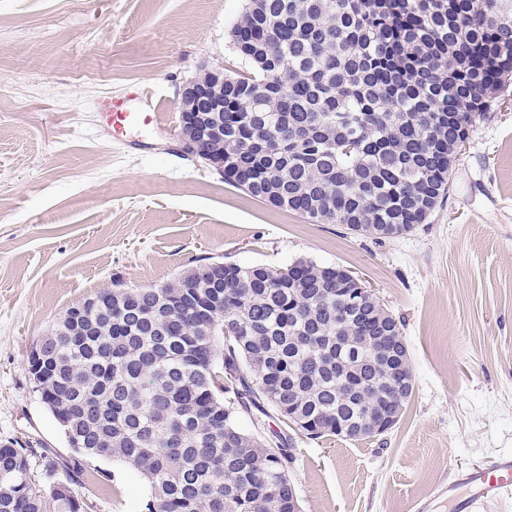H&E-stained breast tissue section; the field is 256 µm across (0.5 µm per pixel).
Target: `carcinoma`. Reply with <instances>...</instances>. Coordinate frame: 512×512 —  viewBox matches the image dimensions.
Returning a JSON list of instances; mask_svg holds the SVG:
<instances>
[{"label": "carcinoma", "instance_id": "1", "mask_svg": "<svg viewBox=\"0 0 512 512\" xmlns=\"http://www.w3.org/2000/svg\"><path fill=\"white\" fill-rule=\"evenodd\" d=\"M250 67L224 80V182L311 224L378 240L409 234L448 195L459 143L512 82V0H247L229 32ZM226 264L159 288L112 283L77 335L43 340L56 413L83 452L44 457L77 489L88 456L148 482L144 512H290V438L245 432L274 413L310 437L359 440L397 425L414 388L409 351L377 298L340 265ZM0 440V512H86Z\"/></svg>", "mask_w": 512, "mask_h": 512}]
</instances>
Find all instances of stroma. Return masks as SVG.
Returning a JSON list of instances; mask_svg holds the SVG:
<instances>
[{"mask_svg": "<svg viewBox=\"0 0 512 512\" xmlns=\"http://www.w3.org/2000/svg\"><path fill=\"white\" fill-rule=\"evenodd\" d=\"M246 0H0V438L65 459L27 373L38 339L113 281L158 287L211 261L356 272L396 319L414 390L362 441L292 432L301 512H450L460 470L512 454V85L478 121L447 197L386 240L312 224L184 151L178 97L205 68L245 71ZM152 88L162 124L115 138L104 101ZM88 512H143L148 485L89 457Z\"/></svg>", "mask_w": 512, "mask_h": 512, "instance_id": "obj_1", "label": "stroma"}]
</instances>
